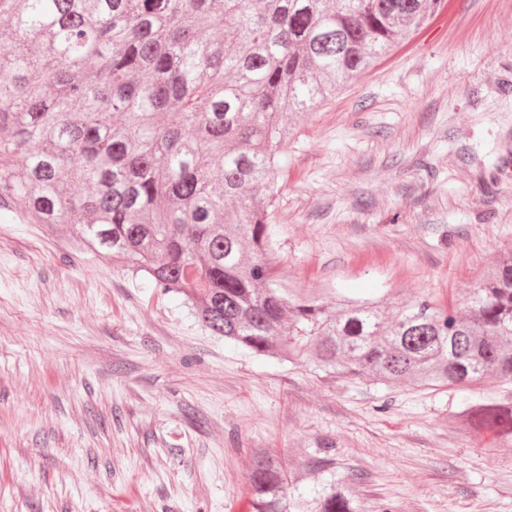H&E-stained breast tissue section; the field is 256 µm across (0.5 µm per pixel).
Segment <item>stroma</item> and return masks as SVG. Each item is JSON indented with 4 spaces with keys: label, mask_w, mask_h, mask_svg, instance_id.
<instances>
[{
    "label": "stroma",
    "mask_w": 512,
    "mask_h": 512,
    "mask_svg": "<svg viewBox=\"0 0 512 512\" xmlns=\"http://www.w3.org/2000/svg\"><path fill=\"white\" fill-rule=\"evenodd\" d=\"M284 152L275 278L458 306L512 248V0H446ZM464 397L252 355L68 230L0 217V512H250L254 449L308 495L323 437L365 512H512V439L461 436Z\"/></svg>",
    "instance_id": "stroma-1"
}]
</instances>
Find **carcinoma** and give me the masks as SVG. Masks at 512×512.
Returning a JSON list of instances; mask_svg holds the SVG:
<instances>
[{
  "instance_id": "carcinoma-1",
  "label": "carcinoma",
  "mask_w": 512,
  "mask_h": 512,
  "mask_svg": "<svg viewBox=\"0 0 512 512\" xmlns=\"http://www.w3.org/2000/svg\"><path fill=\"white\" fill-rule=\"evenodd\" d=\"M445 0H0V215L104 250L181 294L202 327L257 355L392 387L512 385V249L460 306L326 303L272 275L281 143ZM456 430L512 438V400L471 399ZM336 445L303 467L254 451L253 512H363Z\"/></svg>"
}]
</instances>
